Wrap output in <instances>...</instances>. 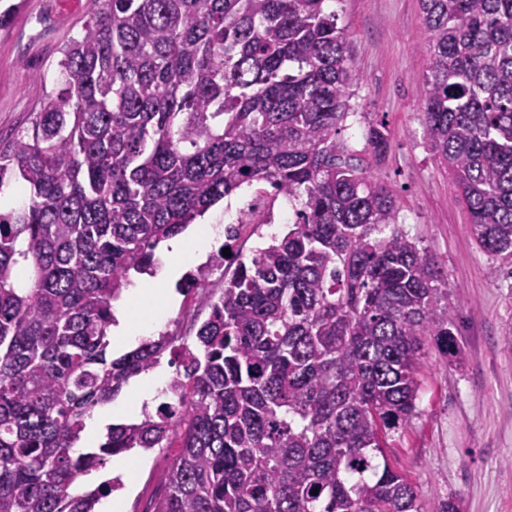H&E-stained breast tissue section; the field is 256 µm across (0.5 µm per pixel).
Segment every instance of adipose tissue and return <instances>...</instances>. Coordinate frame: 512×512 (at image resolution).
Listing matches in <instances>:
<instances>
[{
    "label": "adipose tissue",
    "mask_w": 512,
    "mask_h": 512,
    "mask_svg": "<svg viewBox=\"0 0 512 512\" xmlns=\"http://www.w3.org/2000/svg\"><path fill=\"white\" fill-rule=\"evenodd\" d=\"M213 229L170 239L155 257L153 273L135 279L112 304L116 322L111 336L117 345H125L151 336L161 314L171 305L173 297L165 290L166 283L177 278L185 264L205 258L209 243L216 238ZM165 381L162 369L144 373L134 386L133 401L103 408L85 421L81 447H96L103 421L120 417L136 419L144 405L152 404L159 396Z\"/></svg>",
    "instance_id": "1"
}]
</instances>
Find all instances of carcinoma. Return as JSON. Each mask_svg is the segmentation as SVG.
<instances>
[{"label": "carcinoma", "mask_w": 512, "mask_h": 512, "mask_svg": "<svg viewBox=\"0 0 512 512\" xmlns=\"http://www.w3.org/2000/svg\"><path fill=\"white\" fill-rule=\"evenodd\" d=\"M328 0H102L60 88L0 146V512H95L105 457L181 451L157 512H420L385 458L416 415L425 342L458 350L448 274L340 137L361 79ZM433 157L512 277V0H420ZM384 158L388 131L368 125ZM271 187L294 223L235 269L191 348L113 356L112 301L158 245ZM187 362L156 415L76 450L129 380ZM318 494H313V491Z\"/></svg>", "instance_id": "1"}]
</instances>
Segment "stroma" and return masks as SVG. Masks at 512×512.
<instances>
[{
  "label": "stroma",
  "instance_id": "obj_1",
  "mask_svg": "<svg viewBox=\"0 0 512 512\" xmlns=\"http://www.w3.org/2000/svg\"><path fill=\"white\" fill-rule=\"evenodd\" d=\"M16 10L0 27V140L28 127L58 77L61 47L77 36L101 0H0ZM347 27L361 80L343 132L365 148L368 123H386L383 161L371 176L398 193L406 229L448 271L459 350L422 357L417 414L392 432L386 455L417 490L422 512L454 499L458 512H512V278L483 252L448 175L427 146L415 93L427 72L419 0H329ZM175 448L138 452L123 512H154L166 494Z\"/></svg>",
  "mask_w": 512,
  "mask_h": 512
}]
</instances>
